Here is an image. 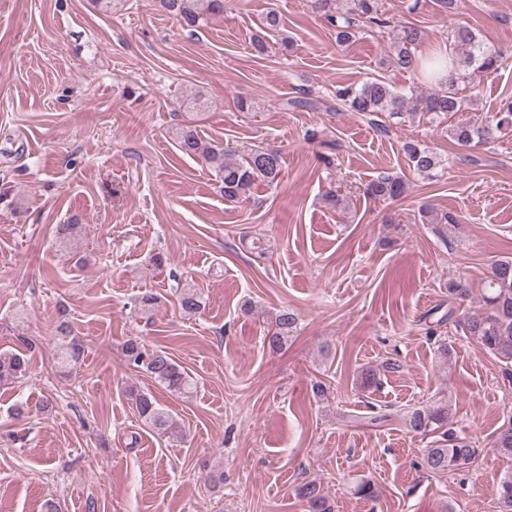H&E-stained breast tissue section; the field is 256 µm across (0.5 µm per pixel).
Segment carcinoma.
<instances>
[{
  "mask_svg": "<svg viewBox=\"0 0 512 512\" xmlns=\"http://www.w3.org/2000/svg\"><path fill=\"white\" fill-rule=\"evenodd\" d=\"M345 2L342 8L339 0H313L314 9L336 30L337 41L351 40L364 26L391 27L395 30L388 54L391 66L405 71L418 67V49L423 41L421 30L392 25V20L384 17L381 0ZM154 6L157 11L179 17L184 26L195 28L206 15L224 10V0H154ZM448 39L447 55L434 56L427 61L434 76L448 70L445 78L435 81V89L413 90L410 95L403 96L385 78L377 76L360 86L337 87L333 101L307 91L303 97L287 100L285 106L313 111L322 108L345 110L369 117L385 113L395 125L403 124L415 115L430 123H446L454 114L468 110L472 103L459 95L458 86L462 83L473 85L482 75L496 71L504 64L500 53L486 46L465 26L453 27ZM506 130H512V103L504 105L481 124L458 122L446 128L448 136L461 147L494 142ZM174 136L180 151L200 158L214 172L216 189L226 201L239 203L246 200L258 180L270 185L278 181L281 154L274 148L257 147L241 154L228 143L203 141L197 130L188 125L177 128ZM402 150L409 166L421 175L432 178L445 169V160L440 155L415 140L404 142ZM405 191L403 179L391 174H382L365 187L368 197L382 201L397 200ZM420 216L423 223L436 225L435 231L442 237L448 230L460 228L457 216L449 212L438 213L425 206L421 208ZM471 294L472 288L464 277L448 281L450 299L463 303L471 298ZM482 302L484 309L462 318L459 327L464 335L476 339L484 351L511 364L512 258L501 259L492 266L484 282ZM178 305L183 315H197L205 306L203 292L189 283L181 286ZM157 306L158 296L154 293L145 292L134 299L136 314L148 321L153 318ZM297 326L295 311L284 308L275 315L264 341L270 349L280 350L297 332ZM53 339L56 367L64 373L76 369L83 359L85 346L68 320H59ZM18 341L21 348L17 351L0 352V383L21 380L29 371L26 351L33 347V341L26 336L18 337ZM123 352L129 364L143 368L169 393L184 398L194 393L193 379L165 350L149 352L140 338L131 337L125 341ZM127 396L141 421L151 430L160 435L177 431L178 424L154 396L133 386L127 390ZM407 422L413 432L430 439L421 463L423 472L429 476L468 468L480 456L481 449L476 443L448 429V401L444 397L410 411ZM491 447L512 456V422L502 425L492 436ZM298 495L306 503L307 512H333L324 488L317 480L302 483ZM495 495L500 512H512V472L501 478Z\"/></svg>",
  "mask_w": 512,
  "mask_h": 512,
  "instance_id": "carcinoma-1",
  "label": "carcinoma"
}]
</instances>
